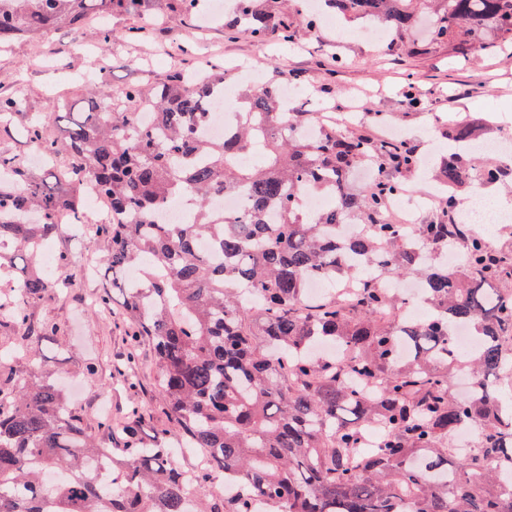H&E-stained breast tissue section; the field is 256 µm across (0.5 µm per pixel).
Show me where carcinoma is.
I'll return each instance as SVG.
<instances>
[{
    "mask_svg": "<svg viewBox=\"0 0 512 512\" xmlns=\"http://www.w3.org/2000/svg\"><path fill=\"white\" fill-rule=\"evenodd\" d=\"M150 0H0V46L67 23L83 29L100 14L140 13ZM238 18L264 39L275 16L255 0H235ZM350 22L375 17L407 53L448 46L460 61L512 48V0H324ZM224 94V74L178 71L153 84H131L110 97L85 96L81 111L50 105L21 130L46 155L50 178L31 175L24 159L0 153V276L20 281L8 318L30 342L48 328L30 307L53 291L80 285L71 258L57 276L33 270L44 242L66 226L82 227L90 181L111 203L112 218L94 226L110 240L105 263L124 297L131 335L154 349L157 391L187 448H205L212 468L235 488L215 496L190 483L170 448L138 436L137 424H107L119 437L102 448L67 405L56 382L12 373L0 387V512H512V398L498 385L512 367V249H496L451 217L458 193L476 177L495 184L509 170L490 158L474 173L456 150L440 160L446 222L419 225L420 244H400L402 229L384 219L387 200L405 188L420 160L407 144L326 127L299 130L315 113L285 107L277 88L243 93L231 133L207 139L209 103ZM23 106L0 97V123ZM154 112L152 126L136 115ZM65 123L64 137L48 132ZM476 124L450 120L448 140L475 139ZM264 159L242 167L257 145ZM360 166L382 173L357 192ZM328 195L331 207L308 212L303 192ZM245 202L225 216L217 193ZM177 198L194 205L192 224H164ZM368 227L345 240L336 225ZM461 248L464 266L450 271L429 254ZM417 276L430 316L390 319L401 307L371 271ZM362 278L345 303L336 289L319 300L307 283ZM475 330L479 347L461 358L452 327ZM467 368L473 395L453 393V372ZM382 428L364 440L367 426ZM480 427L479 454L455 448L454 432ZM112 461L106 483L89 460Z\"/></svg>",
    "mask_w": 512,
    "mask_h": 512,
    "instance_id": "cac0c4a2",
    "label": "carcinoma"
}]
</instances>
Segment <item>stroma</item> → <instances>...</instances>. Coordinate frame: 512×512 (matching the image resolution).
Listing matches in <instances>:
<instances>
[{
    "instance_id": "stroma-1",
    "label": "stroma",
    "mask_w": 512,
    "mask_h": 512,
    "mask_svg": "<svg viewBox=\"0 0 512 512\" xmlns=\"http://www.w3.org/2000/svg\"><path fill=\"white\" fill-rule=\"evenodd\" d=\"M213 2L201 0L194 26L183 20L171 0H150L139 15H107L104 24L116 38L105 48L60 23L0 49V96L19 94L25 99L12 126L0 125V152L26 154L19 130L27 114L47 112L50 97L59 94L69 104H78L86 75H97L98 94L116 93L134 83L165 80L177 69H192L207 54L226 65L247 63L276 86L287 82L302 91H319L329 106L356 104L362 112L356 128L376 138L383 131L367 120V113L394 116L408 145L422 155L447 148L445 119L483 117L485 136L492 139L504 131L497 115L512 113V51L457 63L444 46L407 55L386 43L337 39L335 30L326 27L301 28L293 43L272 30L258 42L249 30L233 26L231 15L213 14ZM143 26L149 29L146 36L126 39L129 29ZM409 93L418 106L406 104ZM109 285L107 274L97 273L74 291L49 295L34 313L51 327V334L29 346L5 332L0 334V349H14V368L35 369L63 384L94 437L103 435L105 421L132 419L177 447L181 435L157 394L152 347L133 344L121 316L91 309Z\"/></svg>"
}]
</instances>
